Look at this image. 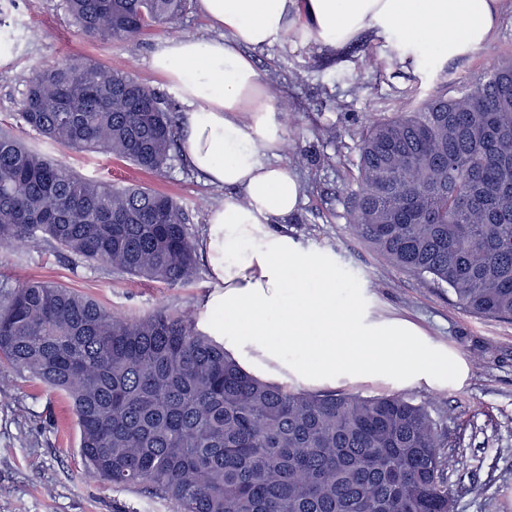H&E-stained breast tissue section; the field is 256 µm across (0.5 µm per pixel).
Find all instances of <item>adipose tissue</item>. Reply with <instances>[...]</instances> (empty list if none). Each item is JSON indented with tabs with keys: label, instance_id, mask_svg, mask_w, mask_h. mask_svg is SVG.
<instances>
[{
	"label": "adipose tissue",
	"instance_id": "adipose-tissue-1",
	"mask_svg": "<svg viewBox=\"0 0 512 512\" xmlns=\"http://www.w3.org/2000/svg\"><path fill=\"white\" fill-rule=\"evenodd\" d=\"M502 0H198L209 38L160 42L150 66L185 107L191 169L222 190L199 251L211 288L196 329L255 379L318 393L373 384L385 391L463 384L468 366L447 344L340 279L336 256L304 246L277 223L299 204L281 163L284 130L252 52L277 42L337 55L362 35L419 43L447 56L494 35Z\"/></svg>",
	"mask_w": 512,
	"mask_h": 512
}]
</instances>
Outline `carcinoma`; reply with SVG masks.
<instances>
[{
    "label": "carcinoma",
    "mask_w": 512,
    "mask_h": 512,
    "mask_svg": "<svg viewBox=\"0 0 512 512\" xmlns=\"http://www.w3.org/2000/svg\"><path fill=\"white\" fill-rule=\"evenodd\" d=\"M188 0H66L87 38L131 40ZM46 141L162 171L175 124L123 69L70 57L28 83L19 113ZM349 229L463 312L512 320V60L491 56L457 95L363 132ZM55 253L177 286L197 273L169 195L79 175L0 130V245ZM0 360L60 393L85 469L174 512H453L447 426L396 394L285 391L244 373L192 312L129 318L92 295L25 281L0 302Z\"/></svg>",
    "instance_id": "1"
}]
</instances>
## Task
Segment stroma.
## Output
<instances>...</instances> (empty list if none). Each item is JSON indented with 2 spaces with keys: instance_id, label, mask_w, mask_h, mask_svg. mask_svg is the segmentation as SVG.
<instances>
[{
  "instance_id": "stroma-1",
  "label": "stroma",
  "mask_w": 512,
  "mask_h": 512,
  "mask_svg": "<svg viewBox=\"0 0 512 512\" xmlns=\"http://www.w3.org/2000/svg\"><path fill=\"white\" fill-rule=\"evenodd\" d=\"M213 32L193 4L175 26L134 40H91L73 25L65 0H0V38L12 39L10 49H0V127L85 177L136 182L173 196L187 213L193 240H201L207 212L223 193L205 184L182 151H175L162 173H145L103 154L76 153L42 141L26 131L17 114L35 70L70 56L130 72L161 94L176 114H183L176 92L150 68L151 54L160 41ZM369 54L378 57V65L366 64ZM491 55L512 56V0H503L489 44L453 58L432 48L425 61L404 63L398 45L369 37L336 58L279 43L255 55L280 111L285 153L300 149L306 154L296 166L302 204L283 220V228L306 245L332 250L348 285L369 288L391 309L447 343L469 366L462 386L406 392L447 426V451L457 460L448 472L455 512H512V322L463 313L447 292L402 272L354 238L346 212L355 189L356 145L364 128L374 119L415 107L435 85H447L449 94H456L481 76ZM34 279L88 292L130 317L161 306L196 309L210 286L203 266L191 282L170 287L58 258L44 241L0 248V290ZM11 380V386L0 388V512L22 507L27 512H174L168 501L88 477L63 400L43 393L29 378L15 374Z\"/></svg>"
}]
</instances>
